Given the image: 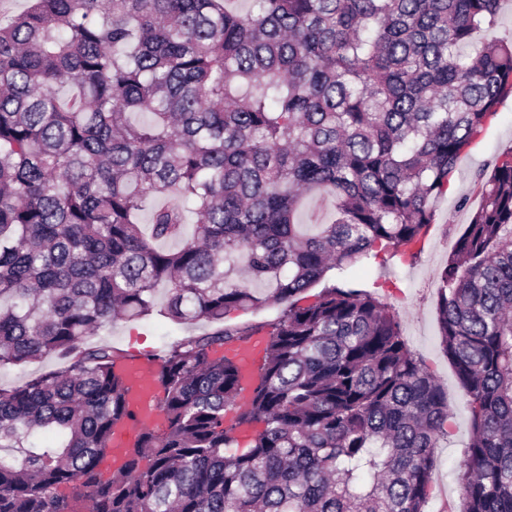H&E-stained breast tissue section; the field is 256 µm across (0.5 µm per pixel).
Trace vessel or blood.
Instances as JSON below:
<instances>
[{
  "mask_svg": "<svg viewBox=\"0 0 512 512\" xmlns=\"http://www.w3.org/2000/svg\"><path fill=\"white\" fill-rule=\"evenodd\" d=\"M156 368V362L144 356H128L129 405L134 413V418L115 431L111 448L103 460L105 468L109 469L120 463L128 448L133 447L136 443L140 431L156 424L158 416L152 404V397L156 392L152 375Z\"/></svg>",
  "mask_w": 512,
  "mask_h": 512,
  "instance_id": "1",
  "label": "vessel or blood"
}]
</instances>
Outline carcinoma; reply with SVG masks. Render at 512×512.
Wrapping results in <instances>:
<instances>
[{"label": "carcinoma", "mask_w": 512, "mask_h": 512, "mask_svg": "<svg viewBox=\"0 0 512 512\" xmlns=\"http://www.w3.org/2000/svg\"><path fill=\"white\" fill-rule=\"evenodd\" d=\"M252 2L0 16V367L66 360L0 388V512H425L453 411L351 271L387 247L418 258L434 202L512 96V43L481 38L501 0ZM480 195L436 313L473 431L461 512H512V147ZM169 196L196 215L191 236L184 208L156 204ZM308 196L333 206L313 234ZM270 304L286 308L248 402L224 355L245 330L150 355L161 426L103 479L132 417L124 357L82 344L118 320ZM243 424L262 425L245 447Z\"/></svg>", "instance_id": "1"}]
</instances>
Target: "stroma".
<instances>
[{
	"label": "stroma",
	"mask_w": 512,
	"mask_h": 512,
	"mask_svg": "<svg viewBox=\"0 0 512 512\" xmlns=\"http://www.w3.org/2000/svg\"><path fill=\"white\" fill-rule=\"evenodd\" d=\"M512 147V98L504 101L497 115L478 138L454 172L448 192L435 204V221L431 226L420 258L412 263L381 252L354 268L360 283L368 286L382 302L400 315L403 337L410 349L434 371L448 394L455 415L448 438L433 450V494L426 512H459L460 490L457 465L471 437L470 420L453 366L441 345L436 315V278L445 264L449 249L444 237L456 236L461 224L467 223L472 208L480 201L479 186L494 170L499 155ZM215 324L197 321L174 324L155 316L149 319L120 320L94 336V343H107L122 355L160 354L175 341L215 331Z\"/></svg>",
	"instance_id": "35a3bbf8"
}]
</instances>
